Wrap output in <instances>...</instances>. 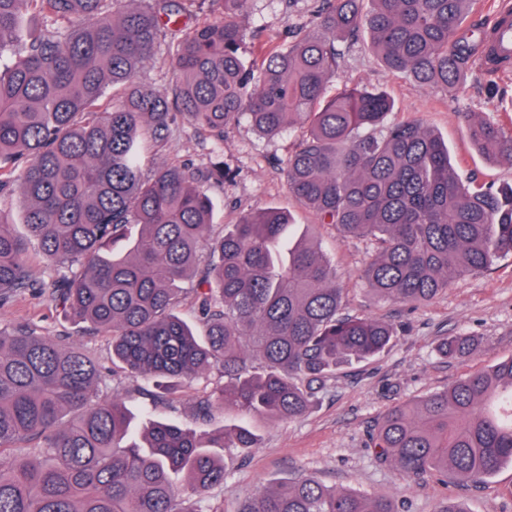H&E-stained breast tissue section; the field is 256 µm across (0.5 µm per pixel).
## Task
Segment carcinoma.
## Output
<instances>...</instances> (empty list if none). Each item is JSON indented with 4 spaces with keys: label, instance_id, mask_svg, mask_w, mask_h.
I'll list each match as a JSON object with an SVG mask.
<instances>
[{
    "label": "carcinoma",
    "instance_id": "carcinoma-1",
    "mask_svg": "<svg viewBox=\"0 0 512 512\" xmlns=\"http://www.w3.org/2000/svg\"><path fill=\"white\" fill-rule=\"evenodd\" d=\"M0 0V304L42 287L71 320L112 344V376H143L164 394L216 369L197 418L292 420L344 365L379 355L391 324L345 311L330 258L290 243L291 212L267 208L211 234V182L165 160L149 174L143 155L167 142L175 114L205 136L245 113L275 136L299 126L289 151L288 193L322 224L375 248L361 278L380 301L431 302L451 279L512 254V185L465 182L442 139L413 121L387 122L383 89L327 94L339 44L369 34L383 67L418 86L459 90L481 60L483 24H466L475 0H319L315 28L286 46L251 42L240 24L249 0H216L169 45L176 79L164 92L137 73L195 0ZM471 146L512 160V130L462 112ZM19 203L25 232L16 230ZM197 277L190 290L181 283ZM199 335L176 309L184 302ZM475 349L469 336L445 356ZM98 362L21 326L0 330V512H208L224 464L203 435L155 420L142 435L115 396L101 398ZM240 425L210 447L251 448ZM375 458L408 482L480 486L512 465V357L461 377L413 407L389 410L371 436ZM187 471L189 495L170 475ZM240 512H396L392 503L331 489L301 474L261 488Z\"/></svg>",
    "mask_w": 512,
    "mask_h": 512
}]
</instances>
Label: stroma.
I'll use <instances>...</instances> for the list:
<instances>
[{
  "instance_id": "1",
  "label": "stroma",
  "mask_w": 512,
  "mask_h": 512,
  "mask_svg": "<svg viewBox=\"0 0 512 512\" xmlns=\"http://www.w3.org/2000/svg\"><path fill=\"white\" fill-rule=\"evenodd\" d=\"M315 8L316 0H250L243 24L259 40L284 43L290 32L312 27ZM194 23V17L188 15L168 26L166 42L156 47L152 59L137 75L141 84L158 91L171 85L174 73L168 61V43L182 37ZM342 49L340 69L330 80L329 91L346 84L387 90L395 101L393 120L417 121L438 133L462 175L483 186L512 185V164L475 152L459 119L460 113L474 112L512 128V112L500 108L501 100L512 99V77L501 79L477 68L469 73L464 92L451 93L389 74L372 53L368 38L346 41ZM300 135L297 127L274 137L262 135L242 114L225 127L224 139L218 142L198 133L179 116L163 150L144 159L148 168L175 158L194 170L223 161L224 183L209 189L214 203L213 234L223 233L225 225L236 223L249 212L268 207L291 211L295 223L289 229L290 239L316 242L330 257L348 311L401 328L396 340L376 360L338 371L301 418L250 420L257 437L255 448L215 449V456L224 463L225 476L223 485L208 494L212 512H238L258 489L279 485L301 473L339 490L387 497L397 512H435L439 502L449 497L467 512H512L511 465L480 487L439 481L406 484L397 470L376 462L370 446L372 433L391 407L415 402L467 373L512 357V254L499 257L491 271L452 279L431 303L411 308L374 300L360 277L372 247L319 224L288 193L284 168L288 149ZM27 324L35 325L40 335L74 341L89 351L102 369L100 396L119 395L137 428L163 417L187 431L216 434L224 425L238 422L237 417L229 416L201 423L195 415L197 388L193 385L178 392L174 402L150 408L147 392L153 387L152 381L135 377L115 384L106 338L91 335L69 320L46 291L31 288L0 306V328ZM457 334L473 336L478 351L458 358L439 355L441 339Z\"/></svg>"
}]
</instances>
